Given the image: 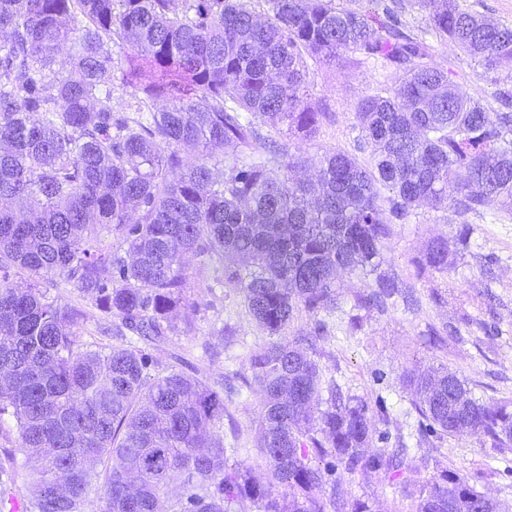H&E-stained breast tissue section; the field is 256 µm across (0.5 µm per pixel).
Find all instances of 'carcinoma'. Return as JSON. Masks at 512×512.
I'll use <instances>...</instances> for the list:
<instances>
[{
	"instance_id": "carcinoma-1",
	"label": "carcinoma",
	"mask_w": 512,
	"mask_h": 512,
	"mask_svg": "<svg viewBox=\"0 0 512 512\" xmlns=\"http://www.w3.org/2000/svg\"><path fill=\"white\" fill-rule=\"evenodd\" d=\"M264 2L260 13L245 0H0V417L16 419L30 467L26 512H87L93 492L97 512H159L164 499L167 512H368L329 484L334 468L318 461L330 450L350 472L385 466L415 512H509L446 469L418 480L404 449L368 452L367 405L323 389L310 337L285 330L299 309L333 304L340 275L376 273L390 224L413 207L512 209V112L471 101L388 6L381 20L340 0ZM418 6L436 37L488 70L512 69V28L457 0ZM114 45L138 61L122 78L134 91L121 111ZM64 46L73 65L55 71ZM352 54L402 77L356 107L372 169L326 152L314 192L300 159L259 127L313 133L322 113L310 71L344 68ZM185 145L198 149L192 163ZM239 146L258 156L217 159ZM381 187L392 192L385 205ZM113 229L127 260L91 246ZM201 253L273 337L241 377L261 396L256 469L228 467L237 449L211 433L230 416L224 393L154 355L180 333L172 313L192 305L186 258ZM449 255L435 238L425 265L444 272ZM51 274L112 319L117 343L81 347L77 314L40 289ZM399 294L379 275L357 303L379 309ZM409 383L421 433L512 445L508 404L477 399L443 366Z\"/></svg>"
}]
</instances>
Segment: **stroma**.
<instances>
[{"instance_id": "1", "label": "stroma", "mask_w": 512, "mask_h": 512, "mask_svg": "<svg viewBox=\"0 0 512 512\" xmlns=\"http://www.w3.org/2000/svg\"><path fill=\"white\" fill-rule=\"evenodd\" d=\"M343 3L370 14L386 6L397 9L409 34L427 27L415 0ZM431 45L435 66L447 70L471 100L489 111H502L500 96L512 92V70H486L481 61L443 40H432ZM395 81L391 68L357 57L343 69L319 67L309 78V100L323 113L317 130L308 139L281 137V144L306 160L335 150L370 164L372 148L360 137L356 106ZM460 234L467 246L452 254L447 272L422 266L428 241ZM215 268L208 254L188 257L193 305L179 309L177 323L192 330L173 337L156 355L166 364L173 355H182L183 371L199 373L217 389L225 378L247 373L250 353L268 336L231 286H215ZM379 271L411 291L414 305L404 306L395 297L380 309L356 307V294L370 291L374 280L346 274L335 306L315 314L299 311L288 335L313 337V357L324 376L334 379L344 396L367 404L376 428L372 448L404 447L420 478H430L445 466L512 505V447L494 448L476 436L419 438V417L408 386L411 374L445 366L466 380L476 398L512 402V210L495 204L478 213L416 208L392 225ZM41 287L61 306L82 314L81 344H111V336L100 331L103 316L65 276L45 278ZM320 322L326 330L319 335L315 327ZM257 403L254 392L241 390L229 404L233 420L222 428L225 447L238 449L237 461L244 465L253 463L257 454L247 431ZM335 479L350 502L365 503L370 512L415 510L384 471L350 473L340 466Z\"/></svg>"}]
</instances>
